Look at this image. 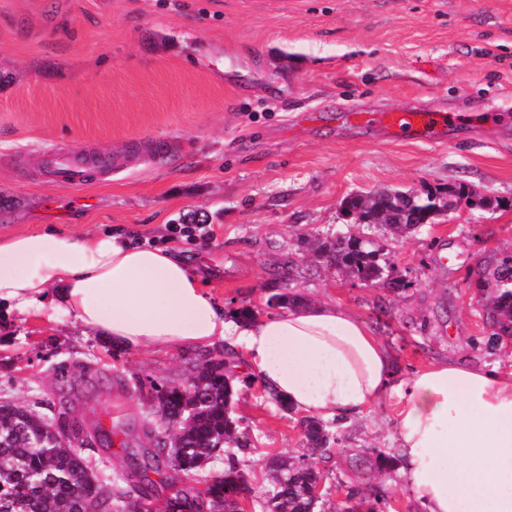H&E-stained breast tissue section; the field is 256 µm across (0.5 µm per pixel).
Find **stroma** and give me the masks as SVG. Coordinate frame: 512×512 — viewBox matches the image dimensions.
<instances>
[{
  "label": "stroma",
  "mask_w": 512,
  "mask_h": 512,
  "mask_svg": "<svg viewBox=\"0 0 512 512\" xmlns=\"http://www.w3.org/2000/svg\"><path fill=\"white\" fill-rule=\"evenodd\" d=\"M431 111L451 120L429 138H394L355 112ZM118 156L121 171L57 180L60 148ZM471 206L398 239L386 261L411 286L371 288L328 266L312 240L357 232L354 193H445ZM207 220L208 240L170 241L167 225ZM53 226L176 247L226 311L271 314L288 290L346 309L395 354L403 375L454 359L512 372V344L490 355L474 282L512 252V0H0V235ZM200 352L118 350L53 303L35 316L0 310V401L103 414L139 444L150 402L141 384L184 383ZM233 414L249 446L253 512H265L269 460L296 457L300 413L281 410L230 355ZM387 393L343 421L344 443L311 456L325 512L348 487L379 486L387 512H424L398 472L400 409Z\"/></svg>",
  "instance_id": "stroma-1"
}]
</instances>
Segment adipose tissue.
<instances>
[{"instance_id": "ef3b65f1", "label": "adipose tissue", "mask_w": 512, "mask_h": 512, "mask_svg": "<svg viewBox=\"0 0 512 512\" xmlns=\"http://www.w3.org/2000/svg\"><path fill=\"white\" fill-rule=\"evenodd\" d=\"M52 295L126 351L233 341L267 389L310 416L350 420L400 391L399 469L427 512H512V374L442 360L401 380L391 350L342 308L241 323L179 251L54 229L0 237V305L35 315Z\"/></svg>"}]
</instances>
